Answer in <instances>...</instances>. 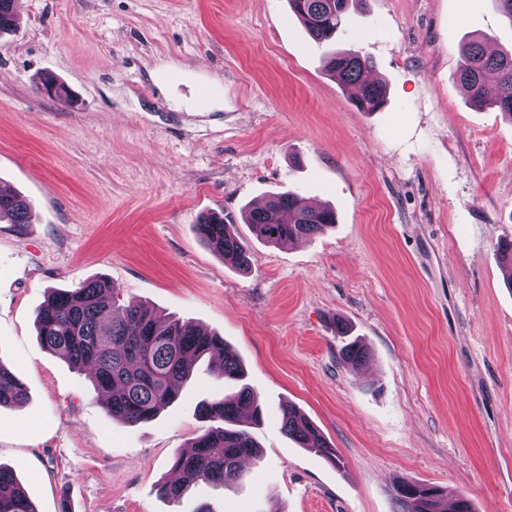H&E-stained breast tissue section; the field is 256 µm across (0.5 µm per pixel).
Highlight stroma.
Masks as SVG:
<instances>
[{"instance_id":"stroma-1","label":"stroma","mask_w":512,"mask_h":512,"mask_svg":"<svg viewBox=\"0 0 512 512\" xmlns=\"http://www.w3.org/2000/svg\"><path fill=\"white\" fill-rule=\"evenodd\" d=\"M0 34V363L25 385L0 409V465L37 512H393L402 477L512 512V121L469 104L462 41L512 52L494 0H364L336 41L288 0H15ZM373 58L380 112L324 70ZM67 94L48 96L44 78ZM291 191L336 210L310 239H252L245 210ZM221 213L249 239L239 271L200 237ZM108 277L120 301L223 337L263 404L245 477L160 495L224 383L198 361L177 401L134 427L88 371L46 350L49 289ZM368 349L342 365L337 322ZM295 405L340 466L281 430ZM32 217V207L22 196L13 193L0 194V223L29 224Z\"/></svg>"}]
</instances>
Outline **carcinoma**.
<instances>
[{
  "label": "carcinoma",
  "instance_id": "cac0c4a2",
  "mask_svg": "<svg viewBox=\"0 0 512 512\" xmlns=\"http://www.w3.org/2000/svg\"><path fill=\"white\" fill-rule=\"evenodd\" d=\"M292 12L309 36L318 43L336 37L346 21L349 0H288ZM13 0H0V33L15 26ZM485 37L460 47L457 79L476 106L494 109L512 120V54L490 52ZM326 71L345 86L357 89L356 107L380 112L387 104L386 87L370 78L373 61L354 52H339L325 64ZM32 207L22 196L0 194V223L28 224ZM244 221L252 236L279 244L310 238L336 223V214L312 207L292 193L270 195L261 206L247 211ZM207 245L238 267L250 262L248 243L224 217L207 214L197 224ZM35 324L42 345L72 366L94 368L98 390L109 394L107 413L112 419L134 426L153 420L173 404L190 374L192 363L204 356L216 359L215 375L235 391L202 404L200 418L209 423L191 444L193 453H177L172 469L177 481H166L160 493L181 501L198 483L225 485L242 478V462L259 459L251 433L241 427L242 414L256 423L262 406L258 394L244 383L245 371L237 356L220 336L204 332L190 321L169 320L153 308L137 302L119 303L106 277L88 280L72 289H52L36 311ZM339 359L355 368L367 360L358 340L340 348ZM24 384L0 363V408L23 404ZM282 428L301 447L335 465V450L316 424L292 404L282 408ZM394 512H474L469 498L460 495L448 510L443 492L412 478L398 480L392 488ZM0 512H37L13 473L0 466Z\"/></svg>",
  "mask_w": 512,
  "mask_h": 512
}]
</instances>
